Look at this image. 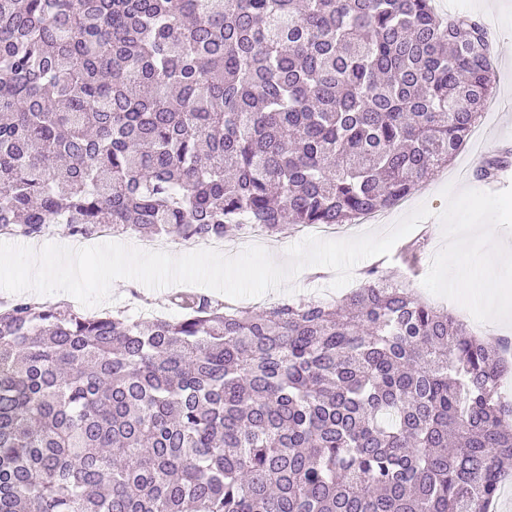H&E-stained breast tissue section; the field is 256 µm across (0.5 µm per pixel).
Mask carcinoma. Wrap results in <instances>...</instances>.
I'll return each instance as SVG.
<instances>
[{"label":"carcinoma","mask_w":512,"mask_h":512,"mask_svg":"<svg viewBox=\"0 0 512 512\" xmlns=\"http://www.w3.org/2000/svg\"><path fill=\"white\" fill-rule=\"evenodd\" d=\"M494 88L433 0H0V230L352 224L448 164ZM0 308V512H489L512 372L372 269L336 307Z\"/></svg>","instance_id":"cac0c4a2"}]
</instances>
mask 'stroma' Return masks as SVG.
<instances>
[{
	"label": "stroma",
	"mask_w": 512,
	"mask_h": 512,
	"mask_svg": "<svg viewBox=\"0 0 512 512\" xmlns=\"http://www.w3.org/2000/svg\"><path fill=\"white\" fill-rule=\"evenodd\" d=\"M444 14L466 12L491 22L490 40L495 58L494 98L499 108H486L478 125L470 132L466 143L449 163L431 181L419 187L408 198L407 208L385 210L380 221L370 229L381 233L390 229L405 216L407 209L427 206L431 217L420 222L408 235L399 239L389 255L365 259L353 270L352 287L364 281V272L376 268L395 279H408L410 288L424 301L439 303L441 298L451 301L449 309L460 316L477 335H498L497 322H485L472 314L469 296L462 291H451L448 285V252L455 246V233L459 225L469 223L472 215L485 214L497 224L502 237L512 242V183L494 195L487 194L482 181L476 176L480 160L512 151V0H439ZM362 224L351 225L349 235L369 229ZM422 242L419 263L414 275H405V251L413 242ZM291 291H271L267 295L243 299V306L253 309L266 307L268 302H299L319 300L335 303L341 300L345 289H335L327 277L298 274L291 282ZM172 287L151 289L140 282L117 280L111 286V299L106 310L128 318H137L144 301L165 309L170 317H177L176 309L169 307Z\"/></svg>",
	"instance_id": "stroma-1"
}]
</instances>
